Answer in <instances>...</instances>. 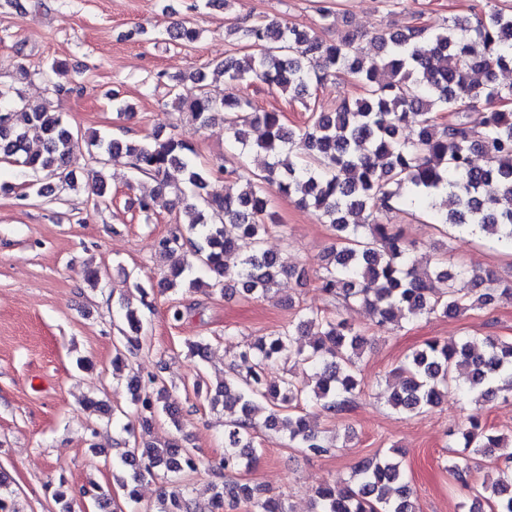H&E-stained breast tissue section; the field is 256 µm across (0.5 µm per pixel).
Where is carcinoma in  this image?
Returning <instances> with one entry per match:
<instances>
[{
	"mask_svg": "<svg viewBox=\"0 0 512 512\" xmlns=\"http://www.w3.org/2000/svg\"><path fill=\"white\" fill-rule=\"evenodd\" d=\"M166 35L171 43L190 44L199 31L176 23ZM229 35L247 49L215 66L230 92L220 101L212 98L206 91L207 73L197 71L186 78L198 85V94L189 101L177 97L173 105L204 127L223 114L224 133L241 154L259 148L272 157L263 174L226 171L224 189L218 190L211 187V171L197 162L194 148L173 132L122 140L94 135L87 140L97 153L124 158L131 169L154 178L161 192L170 189V169L183 173L191 196L179 187L173 193L182 204L180 223L186 232L162 237L156 245L157 253L169 261L168 289L199 288L194 276L199 266L210 273L211 290L222 292L233 281L250 299L267 295L284 277L308 280L306 270L288 266L264 248L267 234L279 227L264 192V185L274 184L280 194L317 212L340 244L316 274L318 288L346 309L365 308L380 331L394 330L397 309L419 319L460 315L487 307L498 297L512 299V284L501 286L487 271L450 270L443 261L419 270L413 259L416 245L396 225L383 222L408 204L428 213L435 224H449L462 234L495 236L512 250V84L497 81V71L512 64L511 6H496L474 24L459 17L437 28L393 22L371 37L378 49L374 56L363 53V35L350 29L327 39L262 18L236 24ZM66 73V64L58 61L41 71L59 95L73 92L52 81V76ZM339 74L353 79L362 94L328 109L310 108L312 88ZM476 74L484 80H475ZM257 81L311 109L306 126L296 130L281 112L256 111L241 89ZM480 105L487 112L475 127L468 112ZM255 126L263 134L253 142L247 129ZM408 126L414 127L410 136L404 134ZM32 130L43 140L42 151L34 155L27 147ZM80 141L61 113L26 103L15 88L0 86V162L36 177H57L74 190L81 179ZM478 152L490 156L494 165L475 167L472 158ZM227 251L241 253L234 270L224 265ZM147 298L139 282L124 298L125 327L112 358L117 369L146 340L148 323L141 308L151 307ZM301 336L309 337L307 344L299 343ZM367 343L339 309H298L287 326L239 353L249 364L246 372L232 363L216 389L194 384L196 395L206 394L229 415L219 463H206L176 442L157 446L136 437L133 424L124 426L133 446L122 452L123 475L115 480L125 498L138 502L144 478L170 475L173 487L161 493L154 512H194L183 478L204 469L213 477L211 512L227 504H244L248 512H290L284 495H270L226 475L249 469L257 460L254 432L259 427L287 431L289 442L310 455L327 453L306 408L314 406L332 416L351 410L361 389L359 363ZM484 344V352L476 354L468 338L425 341L393 371L392 409L410 413L436 405L457 386L456 373L466 368L470 373L460 389L474 404L500 392L512 394V341L487 337ZM287 359L308 367L309 378L299 382L286 375L270 381L269 368ZM147 383L158 386L156 398L141 397V377L128 381L144 430L156 413L178 412L159 376H148ZM456 435L462 451L448 460V472L462 489L485 499L491 512H512V434L489 433L479 415L471 414ZM501 448L508 449L499 454L505 467L497 469L495 479L472 487L466 479L470 459ZM314 504L312 512H416L396 451L357 464L344 487L318 488Z\"/></svg>",
	"mask_w": 512,
	"mask_h": 512,
	"instance_id": "cac0c4a2",
	"label": "carcinoma"
}]
</instances>
